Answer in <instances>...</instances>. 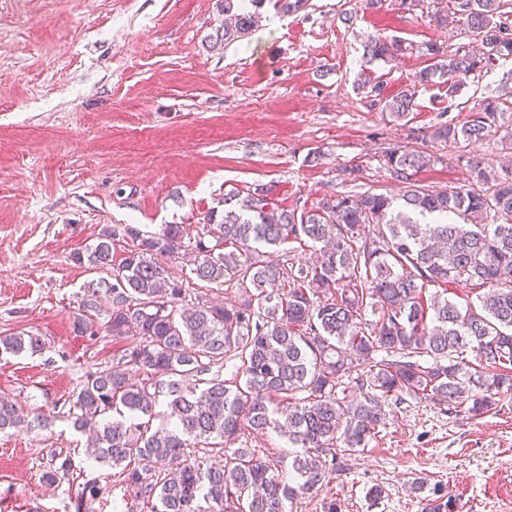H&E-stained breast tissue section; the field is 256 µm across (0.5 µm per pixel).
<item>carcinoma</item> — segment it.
<instances>
[{
	"label": "carcinoma",
	"mask_w": 512,
	"mask_h": 512,
	"mask_svg": "<svg viewBox=\"0 0 512 512\" xmlns=\"http://www.w3.org/2000/svg\"><path fill=\"white\" fill-rule=\"evenodd\" d=\"M508 0H436L429 21L480 39L476 55L435 40L419 45L371 35L363 59L392 62L413 51L426 58L411 84L385 94L362 73L359 87L396 120L416 107L420 87L443 85L453 104L464 80L512 59ZM260 22L234 15L215 43L227 44ZM494 100L459 126L441 123L430 136L464 146L503 127ZM437 158L393 149L384 155L402 203L365 192L332 196L301 213L278 204L262 185L224 195L204 215L201 231L163 224L145 233L114 225L73 255L109 277L84 285L75 328L86 331L102 299L105 322L127 344L112 367L88 375L75 393L73 428L88 435L87 460L118 471L133 501L124 512H291L318 491L336 460L364 451L385 425L389 398L431 399L479 418L512 390V169L470 161L472 182L450 192L417 183ZM290 242L313 250L310 263L264 258ZM190 256L201 282L241 291L234 303L198 295L189 303L172 272ZM488 288L479 305L445 297L450 284ZM372 314L374 319L366 318ZM43 337L0 336V356L37 353ZM212 373L211 378L199 375ZM166 426L152 427L160 398ZM40 415L0 397V430ZM274 430L295 452L236 448L243 432ZM219 441L224 462L197 446ZM48 485L70 473L69 455L53 457ZM292 475L287 482L279 470Z\"/></svg>",
	"instance_id": "cac0c4a2"
}]
</instances>
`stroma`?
<instances>
[{
  "label": "stroma",
  "mask_w": 512,
  "mask_h": 512,
  "mask_svg": "<svg viewBox=\"0 0 512 512\" xmlns=\"http://www.w3.org/2000/svg\"><path fill=\"white\" fill-rule=\"evenodd\" d=\"M263 0L255 30L214 45L224 0H0V334L38 333L42 353L0 359V395L44 414L0 432V512H118L128 493L108 467L85 463L72 396L123 348L105 315L74 328L95 272L74 252L115 224L193 229L218 198L258 185L309 209L355 192L398 194L382 166L398 147L427 151L420 185L467 184L468 160L512 158L501 136L465 147L431 140L484 100L512 115V59L469 79L457 107L443 86L420 90L408 120L371 106L356 86L367 35L457 47L421 10L385 0ZM322 152L312 163L313 152ZM359 168L355 182L342 167ZM368 448L344 459L293 512H512V391L479 419L430 400H389ZM76 474L46 485L53 454ZM103 494L82 500L88 479ZM381 486L380 498L368 491Z\"/></svg>",
  "instance_id": "1"
}]
</instances>
